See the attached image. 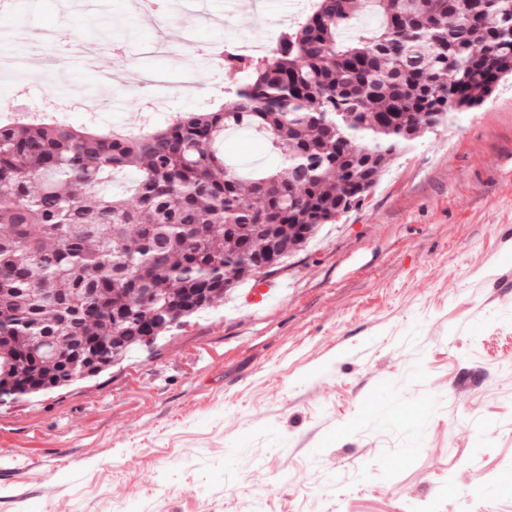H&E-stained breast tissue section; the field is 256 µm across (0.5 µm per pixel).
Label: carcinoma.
I'll use <instances>...</instances> for the list:
<instances>
[{
  "instance_id": "1",
  "label": "carcinoma",
  "mask_w": 512,
  "mask_h": 512,
  "mask_svg": "<svg viewBox=\"0 0 512 512\" xmlns=\"http://www.w3.org/2000/svg\"><path fill=\"white\" fill-rule=\"evenodd\" d=\"M378 18L343 37L359 14ZM207 112L140 136L0 125V405L92 379L304 250L512 76V0H315ZM276 162L242 173L228 128Z\"/></svg>"
}]
</instances>
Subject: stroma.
Returning a JSON list of instances; mask_svg holds the SVG:
<instances>
[{
  "mask_svg": "<svg viewBox=\"0 0 512 512\" xmlns=\"http://www.w3.org/2000/svg\"><path fill=\"white\" fill-rule=\"evenodd\" d=\"M292 9L235 0L192 18L193 37L272 44ZM181 21L132 0L91 15L17 0L0 31L24 43L28 77L0 80V100L63 93L82 106L73 125L138 132L145 74L182 68L180 51L148 47ZM55 29L93 62L46 80L39 35ZM195 79L167 91L168 111L209 109L241 81L220 65ZM222 148L273 160L253 131ZM278 278L287 299L257 314L236 289L97 379L0 406V512H512L497 491L512 485V81L400 154ZM381 390L416 417L367 414Z\"/></svg>",
  "mask_w": 512,
  "mask_h": 512,
  "instance_id": "35a3bbf8",
  "label": "stroma"
}]
</instances>
